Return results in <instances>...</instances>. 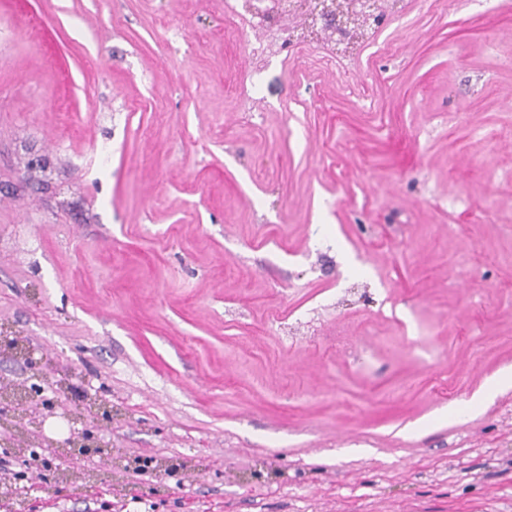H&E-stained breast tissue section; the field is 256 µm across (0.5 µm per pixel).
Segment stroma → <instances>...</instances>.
<instances>
[{"mask_svg":"<svg viewBox=\"0 0 512 512\" xmlns=\"http://www.w3.org/2000/svg\"><path fill=\"white\" fill-rule=\"evenodd\" d=\"M388 31L257 77L224 0H0V329L112 402L0 512H512V0Z\"/></svg>","mask_w":512,"mask_h":512,"instance_id":"35a3bbf8","label":"stroma"}]
</instances>
